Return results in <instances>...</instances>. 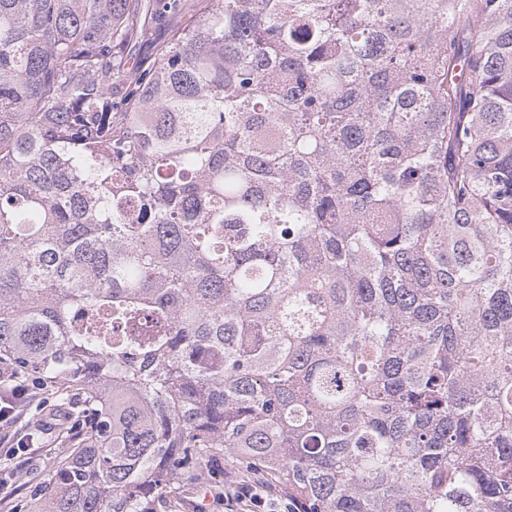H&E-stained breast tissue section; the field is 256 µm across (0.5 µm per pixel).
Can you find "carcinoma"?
Returning <instances> with one entry per match:
<instances>
[{
	"label": "carcinoma",
	"instance_id": "obj_1",
	"mask_svg": "<svg viewBox=\"0 0 512 512\" xmlns=\"http://www.w3.org/2000/svg\"><path fill=\"white\" fill-rule=\"evenodd\" d=\"M0 356L25 512H512V0H0ZM33 388L38 389L35 398L31 401L30 405L24 411L26 405L30 402L32 397L35 395ZM47 388V384L39 386L35 382H32V386L27 380L22 378V375L13 366L12 363L5 359L0 361V443H10V448H7L6 454L11 458H20L24 466L32 463L33 456L29 453L33 449L38 450L34 452V458L36 459L37 470L30 471L28 467L18 472L16 478L9 480L10 471L14 466V461L9 460L4 456L2 449V456H0V468L2 465V473L0 474V484L4 483L2 478L8 480L7 484L0 485V512H11L17 511L24 499L29 496L35 485H41L51 474L56 458L65 450V445L62 443V429H59L52 433V431L60 426V422L64 420L61 413L57 410L50 411L46 414L45 419L40 421L37 425V430L43 434L37 436L28 434L31 437L30 446L28 443L23 441L21 437L13 439L10 436L9 430L13 425L19 421L22 412L24 411V418L20 425H25L28 420L35 421L39 416V411L36 409L38 403L44 398H50L51 404H64V410L69 412L74 420H80L79 409L77 408V396L71 392L67 397V402L62 403L55 394L47 395L43 394L41 390ZM40 390V391H39ZM2 431L4 435L2 437ZM61 439V440H60ZM12 442V443H11ZM16 445V446H15ZM2 479V480H1ZM218 461L215 466L214 461ZM254 467H250L243 461L230 454L217 455L205 459L202 471V483L200 485H187L184 487L181 497L174 500L173 512H194L204 508L205 512H253V510H265L256 507L265 503L271 508L268 512H282L280 508L281 494L274 488L275 484L283 492V495L292 500L288 494V487L270 479L273 484L263 478H254ZM249 479H252L248 481ZM235 491L224 501V492L232 491L239 482ZM289 496V497H288ZM225 504L227 508L224 507ZM225 508V511H224Z\"/></svg>",
	"mask_w": 512,
	"mask_h": 512
}]
</instances>
